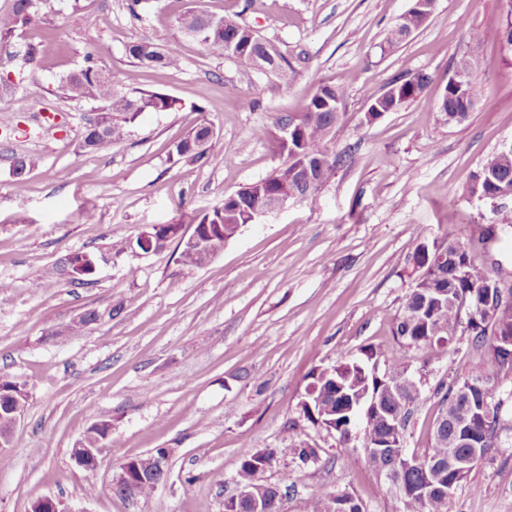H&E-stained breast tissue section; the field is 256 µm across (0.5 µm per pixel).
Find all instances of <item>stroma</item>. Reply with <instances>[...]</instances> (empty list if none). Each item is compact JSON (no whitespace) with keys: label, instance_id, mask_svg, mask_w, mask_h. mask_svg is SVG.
Returning a JSON list of instances; mask_svg holds the SVG:
<instances>
[{"label":"stroma","instance_id":"1","mask_svg":"<svg viewBox=\"0 0 512 512\" xmlns=\"http://www.w3.org/2000/svg\"><path fill=\"white\" fill-rule=\"evenodd\" d=\"M505 3L436 0L430 21L387 49L411 0H149L136 16L125 0H49L25 34L39 46L35 61L1 72L11 89L0 92V281L9 283L0 289V375L25 383L29 396L11 462L0 467V512H29L43 496L78 512H224L243 454L255 451L275 454L261 478L288 488L284 512L338 491L355 493L367 512H404L360 449L300 420V401L314 367L374 347L422 380L405 434L408 450L421 452L438 415L436 386L470 374L468 334L437 360L398 343L392 324L419 244L466 243L495 222L479 259L512 274V199L494 206L464 193L481 162L512 144V52L471 43ZM190 9L239 17L291 63L293 80L205 53L178 29ZM141 40L180 42V68L133 64L126 47ZM91 49L118 86L166 93L181 109L143 113L111 151L83 152L95 105L62 98L60 83ZM467 59L484 95L465 121L447 124L436 105ZM420 70L432 77L420 98L366 122L368 94ZM323 82L345 92V128L328 143L344 162L313 199L242 226L191 276L173 243L148 255L109 251L149 225L191 231L225 196L270 175L284 161L283 123ZM230 86L240 99L227 96ZM202 122L219 135L221 154L172 156ZM25 155L38 167L13 177V158ZM88 211L95 222L85 221ZM78 252L98 258L91 282L43 279ZM115 305L119 316L64 334L77 315ZM496 399L497 445L458 486L450 512H512V371L501 373ZM103 418L112 441L89 475L70 453ZM306 446L318 457L303 463L297 451ZM156 448L171 451L165 481L147 498L116 494L120 465Z\"/></svg>","mask_w":512,"mask_h":512}]
</instances>
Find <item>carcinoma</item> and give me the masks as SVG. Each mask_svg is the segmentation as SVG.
I'll return each instance as SVG.
<instances>
[{
    "label": "carcinoma",
    "mask_w": 512,
    "mask_h": 512,
    "mask_svg": "<svg viewBox=\"0 0 512 512\" xmlns=\"http://www.w3.org/2000/svg\"><path fill=\"white\" fill-rule=\"evenodd\" d=\"M49 0H13L12 8L0 15V61L11 62L14 57L12 48L26 30L37 25L42 18V7ZM419 19L406 16L400 24L392 27L385 44L393 47L401 42L402 30L419 27ZM178 28L182 35L199 43L202 49L212 55L228 56L239 63L261 72L272 74L283 82H288L293 68L283 64V58L275 45L255 32H249L248 26L230 17L216 16L202 11H190L178 19ZM512 29V0H507L506 14L490 26L492 37L502 40V31ZM126 53L133 63L146 69H177L181 64V54L174 44L163 48L150 41H138L126 47ZM106 69L99 63L95 53L84 56L83 66L69 74L63 80L64 97L71 100L91 101L97 104L95 111L108 117L104 126L85 127L81 149L86 152L101 153L112 149L128 133L129 127L144 112H172L179 109V101L167 94L144 89H115L112 99L102 94L101 74ZM430 82L426 72L414 74L406 80L395 79L398 87L397 100L383 99L378 94L367 97L369 103L380 110L400 109L406 103L418 98ZM447 99L436 107L439 117L446 123L460 122L468 113L459 111L463 102L478 101L484 89L475 79L467 78L463 86L446 87ZM345 92L334 84L323 82L313 93L305 112L299 118L285 122L288 128V143L281 144L286 151L285 161L269 176L263 178V192L274 193L279 190L282 180L291 176L298 189L309 190L308 197L314 194L335 174L342 158L331 155L327 149L328 141L343 129L341 109L344 107ZM220 148V139L206 122L198 124L185 137L174 144L177 156L192 161L215 155ZM478 171L488 176L481 183L485 191L498 189V179L509 177L512 187V156L501 152L489 155L479 166ZM247 213L236 209L231 203L204 215L197 223V231L206 233L212 228V236L207 239L209 249L219 253L224 244L238 233V228L247 223ZM416 282L406 295L402 312L395 318L392 334L405 346L429 350L436 358L448 355V347L453 342L459 327H464L472 337V343L485 349L473 365L470 375L461 382L469 387L479 386L473 391L474 404L455 398L458 386L444 387L439 384L436 395L440 396V412L447 413L448 432L451 435L453 425L470 417L471 411L481 412L480 402H485L492 411L490 424L474 419L475 428L484 439V454L494 448L498 426V408L494 398L489 396L490 385L501 374L504 367L496 363L492 353L496 351L497 332L500 329L512 331V304L504 303L500 309L491 313L480 310L488 290L494 286L497 278L491 276L478 260L476 242L468 245L457 244L452 247L442 241L428 247L419 246L412 256ZM94 255L83 257L79 253H70L55 262L44 272V277L56 280L72 269L75 281H86L95 274ZM448 290V302L438 303L435 291ZM381 353L372 348L362 350L357 359L340 358L331 368H315L310 372L309 385L315 394L309 398L311 406L303 405L300 417L316 425L327 419L335 422V433L339 442L350 443L355 432H360L370 443L380 445L390 437V428L375 415L369 406L373 397H378L381 409L393 416L409 412L408 402L420 400L421 393L406 392L394 397L387 393L385 382L401 379L405 369L398 365L388 366L378 375L374 368L378 366ZM28 394L26 385L7 376H0V402L6 403L10 395ZM465 448H450L434 440L424 452H411L406 469L395 473L391 479L398 489L405 512H448L449 503L444 499L443 489L448 481L457 479L451 469L450 459L463 455ZM272 458L270 452H254L243 455L236 472L239 484L260 483L259 465ZM143 462L140 458L125 461L121 470L132 485L130 492L147 497L156 488L159 474L140 477ZM421 486H432L434 490L425 500L411 496V492Z\"/></svg>",
    "instance_id": "obj_1"
}]
</instances>
